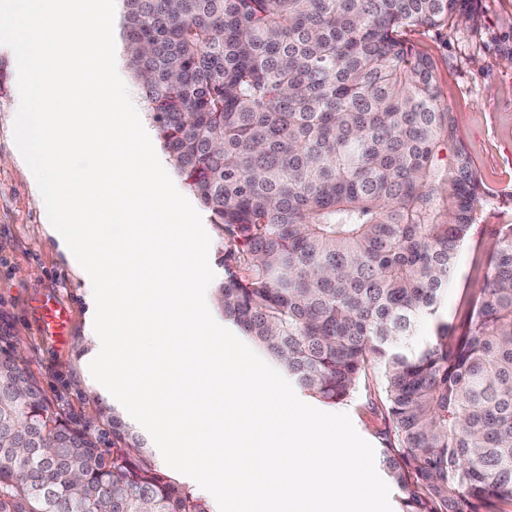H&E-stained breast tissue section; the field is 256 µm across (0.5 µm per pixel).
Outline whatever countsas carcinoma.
Masks as SVG:
<instances>
[{"mask_svg":"<svg viewBox=\"0 0 512 512\" xmlns=\"http://www.w3.org/2000/svg\"><path fill=\"white\" fill-rule=\"evenodd\" d=\"M472 2L120 0L143 110L219 229L224 321L324 405L377 366L400 512L512 503V224L490 229L484 284L449 325L482 188L406 38L471 20ZM94 404L110 448L0 336V512H213Z\"/></svg>","mask_w":512,"mask_h":512,"instance_id":"1","label":"carcinoma"}]
</instances>
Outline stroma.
Returning a JSON list of instances; mask_svg holds the SVG:
<instances>
[{"mask_svg": "<svg viewBox=\"0 0 512 512\" xmlns=\"http://www.w3.org/2000/svg\"><path fill=\"white\" fill-rule=\"evenodd\" d=\"M476 24L409 32L411 42L435 65L441 97L454 112L485 196L478 230L459 250L448 279L443 312L460 322L468 293L481 288L489 229L512 224V0H475ZM10 75L0 92V335L18 340L17 350L60 411L83 424L95 402L111 404L90 374L84 343L88 304L75 257L63 253L34 203L36 181L13 140L19 91L13 51L0 45ZM54 300L69 315L63 338L47 336L37 308ZM357 433L375 452L393 441L379 375L368 369L343 407Z\"/></svg>", "mask_w": 512, "mask_h": 512, "instance_id": "35a3bbf8", "label": "stroma"}]
</instances>
